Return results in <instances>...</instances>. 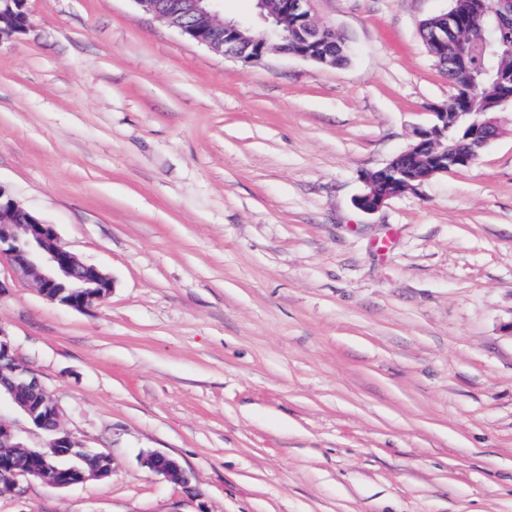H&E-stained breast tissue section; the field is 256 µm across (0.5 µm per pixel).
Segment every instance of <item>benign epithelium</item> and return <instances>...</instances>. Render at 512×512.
Wrapping results in <instances>:
<instances>
[{
  "label": "benign epithelium",
  "instance_id": "1",
  "mask_svg": "<svg viewBox=\"0 0 512 512\" xmlns=\"http://www.w3.org/2000/svg\"><path fill=\"white\" fill-rule=\"evenodd\" d=\"M25 0H0V40L20 34L27 29ZM140 8L180 30L196 42L247 62H257L268 52V42L275 40L281 50L298 57L332 63L335 56L312 52L331 45L336 46V33L319 25L311 15L312 0H257V18L262 33L237 22L225 23L215 30L209 21L216 17L223 0H185L188 7L175 15H164L158 10L157 0H135ZM491 25L487 36L466 38L457 33L460 44L470 48L478 58L497 55L503 49L512 55V0H496L488 10ZM492 84L504 89L494 102L500 107L512 102V71L500 69L493 73ZM433 123L420 129L415 140L385 166L367 174V191L357 199L358 207L368 213L379 210L392 198L409 188L419 186L435 174L468 167L475 163L479 152L498 135V119L488 112L476 113L470 142H460L450 152L435 151V143L448 138V113H433ZM429 160L431 170L422 175L413 163ZM0 258L19 268L36 281L43 296L52 302L74 309H87L105 300L111 293V278L93 265L81 260L60 244L54 226L39 215L21 208L0 186ZM9 371L16 385H41L37 374L17 360L9 337L0 330V375ZM49 448H65L66 456L84 462L92 457L64 434L51 440ZM143 463L154 473L172 482L186 484L189 478L179 463L162 453H149ZM43 478L38 470L17 468L11 471L12 492L20 489V481Z\"/></svg>",
  "mask_w": 512,
  "mask_h": 512
}]
</instances>
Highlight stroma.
I'll use <instances>...</instances> for the list:
<instances>
[{
  "mask_svg": "<svg viewBox=\"0 0 512 512\" xmlns=\"http://www.w3.org/2000/svg\"><path fill=\"white\" fill-rule=\"evenodd\" d=\"M449 5L312 0L331 66L26 0L0 187L113 288L76 310L0 260V330L112 474L0 512H512V102L469 169L356 205L455 92L421 38ZM143 463L154 473L167 478L172 482L187 484L189 478L179 463L172 457L162 453H149L145 456Z\"/></svg>",
  "mask_w": 512,
  "mask_h": 512,
  "instance_id": "stroma-1",
  "label": "stroma"
}]
</instances>
